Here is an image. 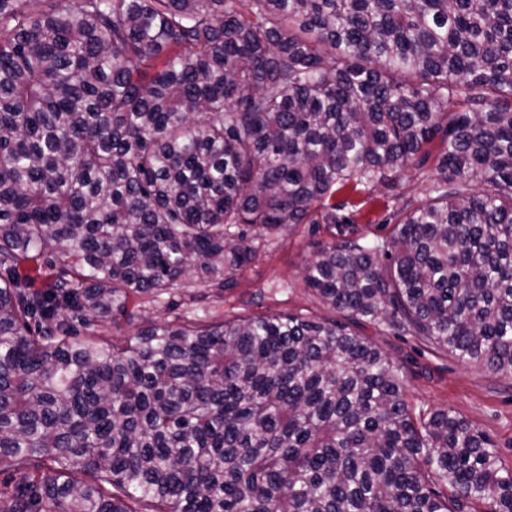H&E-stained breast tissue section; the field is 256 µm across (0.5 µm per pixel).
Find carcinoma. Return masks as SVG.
<instances>
[{"instance_id":"obj_1","label":"carcinoma","mask_w":512,"mask_h":512,"mask_svg":"<svg viewBox=\"0 0 512 512\" xmlns=\"http://www.w3.org/2000/svg\"><path fill=\"white\" fill-rule=\"evenodd\" d=\"M435 143L389 239L306 266L335 316L84 335ZM363 322L512 380V0H0V512H512Z\"/></svg>"}]
</instances>
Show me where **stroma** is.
<instances>
[{"label": "stroma", "mask_w": 512, "mask_h": 512, "mask_svg": "<svg viewBox=\"0 0 512 512\" xmlns=\"http://www.w3.org/2000/svg\"><path fill=\"white\" fill-rule=\"evenodd\" d=\"M430 190L427 175L409 169L397 188L337 196L341 216L354 222L359 233L374 240L389 236L386 220L399 200H416ZM337 224H300L271 237L255 236L254 260L240 273L238 286L224 294L205 288L195 275L182 278L172 294L154 299L141 296L134 307L146 320L178 324L184 318L210 322L256 315L299 314L328 316V309L302 281L305 265L340 237ZM359 335L380 346L408 371L411 403L423 410L450 409L471 421L495 444L506 467H512V381L492 376L473 363L435 352L411 336H394L363 323Z\"/></svg>", "instance_id": "35a3bbf8"}]
</instances>
